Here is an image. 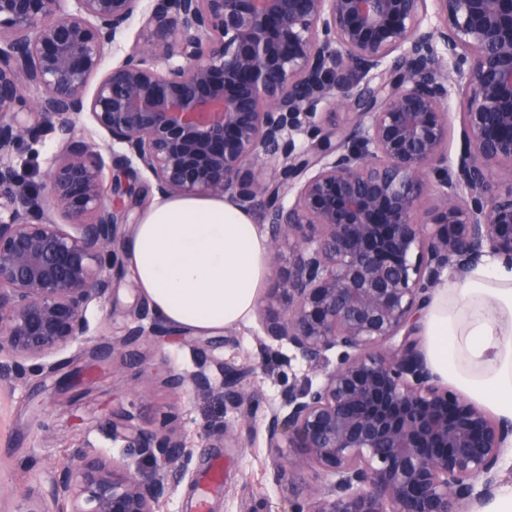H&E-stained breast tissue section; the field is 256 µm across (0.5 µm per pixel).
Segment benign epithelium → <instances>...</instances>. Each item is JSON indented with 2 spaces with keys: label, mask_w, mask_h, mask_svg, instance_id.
<instances>
[{
  "label": "benign epithelium",
  "mask_w": 512,
  "mask_h": 512,
  "mask_svg": "<svg viewBox=\"0 0 512 512\" xmlns=\"http://www.w3.org/2000/svg\"><path fill=\"white\" fill-rule=\"evenodd\" d=\"M0 0V355L32 362L88 339L85 311L126 271L125 207L136 186L104 180L83 117L112 166L160 195L262 208L277 273L262 340L320 371L264 414L268 479L287 512H473L497 492L512 421L444 386L420 349L422 313L450 271L512 269V0ZM141 31L122 58L108 47ZM99 80L93 90V77ZM29 88L40 91L34 99ZM461 108L448 155L447 104ZM349 111L336 124L329 106ZM60 137L41 190L11 162L38 128ZM438 187L428 218L421 197ZM162 327L147 308L92 348L126 358ZM399 344H393L395 338ZM175 388L215 392L253 419L236 369L207 362ZM112 434L145 466L91 450L62 466L54 512H163L188 445L122 412ZM322 477L307 497L293 478ZM75 135L80 139L84 138L85 140L94 143L97 149L100 151L105 163H106V172L110 175L112 173L111 169V150H110V140L108 135L98 129L93 122L86 118L83 123L78 124Z\"/></svg>",
  "instance_id": "1"
}]
</instances>
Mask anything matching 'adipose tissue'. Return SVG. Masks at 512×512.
Segmentation results:
<instances>
[{
	"mask_svg": "<svg viewBox=\"0 0 512 512\" xmlns=\"http://www.w3.org/2000/svg\"><path fill=\"white\" fill-rule=\"evenodd\" d=\"M137 290L166 326L214 335L248 322L267 282L251 212L211 196H165L124 243ZM441 380L512 419V270L495 261L436 288L420 320Z\"/></svg>",
	"mask_w": 512,
	"mask_h": 512,
	"instance_id": "ef3b65f1",
	"label": "adipose tissue"
}]
</instances>
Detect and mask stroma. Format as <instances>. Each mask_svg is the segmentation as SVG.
<instances>
[{
    "label": "stroma",
    "mask_w": 512,
    "mask_h": 512,
    "mask_svg": "<svg viewBox=\"0 0 512 512\" xmlns=\"http://www.w3.org/2000/svg\"><path fill=\"white\" fill-rule=\"evenodd\" d=\"M56 146V133L46 130L35 152L14 156V165L25 172L30 187L43 182ZM129 282L126 276L116 279L109 303L89 305L90 342L125 334L134 311L144 303ZM259 332L253 318L211 342L186 332L149 336L138 347L140 361L110 367L89 358L90 343L76 344L53 355L54 374L33 372L21 380L11 359L0 356V484L9 489L0 498V512H51L54 477L85 445L117 460L129 459L131 451L124 441L112 437V415L122 410L132 411L144 428L174 430L195 441L187 475L166 512H196L201 490L213 512H255L263 504L270 512H279L282 495L263 475L262 424L242 431L239 447H224L221 433L233 422L234 413L223 395L203 399L189 387L173 389L164 383L169 372L193 371L202 347L211 360L226 366H254L246 384L255 394L256 416H263L285 385L312 370L301 360L290 359L287 346L261 348ZM76 370L83 372L84 383L72 388L68 381ZM146 378L152 389L143 396L138 387Z\"/></svg>",
    "instance_id": "obj_1"
}]
</instances>
